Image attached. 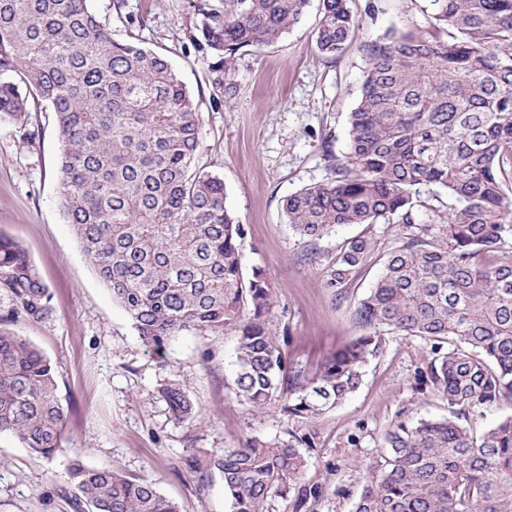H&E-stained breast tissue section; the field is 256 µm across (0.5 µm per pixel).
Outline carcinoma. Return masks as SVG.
<instances>
[{"label": "carcinoma", "mask_w": 512, "mask_h": 512, "mask_svg": "<svg viewBox=\"0 0 512 512\" xmlns=\"http://www.w3.org/2000/svg\"><path fill=\"white\" fill-rule=\"evenodd\" d=\"M89 2L0 0V121L28 141L29 97L54 112L60 208L142 343L163 359L185 330H234L236 395L308 421L356 391L385 335L418 338L427 358L414 389L437 392L450 416L397 421L363 466L353 512H512V415L479 437L464 425L476 407L512 402V0H429L430 31L369 44L346 152L326 149L331 177L284 200L309 242L346 225L398 226L353 311L359 336L313 373L289 366L270 336L272 289L262 271L244 274V227L225 206L224 181L196 167L199 113L185 84L166 58L112 38ZM320 2L316 47L334 58L355 17L348 0ZM308 3L200 4L198 44L223 96L237 93L238 59L288 34ZM423 187L441 189L447 210L422 200ZM375 250L359 236L337 251L325 280L335 297ZM51 301L26 251L0 235V433L45 458L66 418L56 368L12 326L48 319ZM153 396L174 421L194 419L180 381ZM311 450L293 432L194 455L189 466L221 473L231 512H268L275 497L315 512L328 484L303 481ZM69 474L92 512H180L153 482L77 457Z\"/></svg>", "instance_id": "obj_1"}]
</instances>
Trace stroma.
Listing matches in <instances>:
<instances>
[{
    "label": "stroma",
    "instance_id": "35a3bbf8",
    "mask_svg": "<svg viewBox=\"0 0 512 512\" xmlns=\"http://www.w3.org/2000/svg\"><path fill=\"white\" fill-rule=\"evenodd\" d=\"M90 0L92 11L117 40L138 39L167 58L186 84L200 115L197 165L224 181L225 205L242 222L245 271L261 269L272 289L268 328L288 364L315 367L354 340L357 301L372 286L396 233L391 224H355L316 243L317 263L302 259L305 240L283 213L285 199L329 175L324 144L344 153L348 117L356 105L367 58L365 44L391 31L427 29V0H351L356 26L345 50L330 60L315 45L319 0H310L301 24L272 46L237 63L234 97H221L203 50L192 36L197 0ZM34 140L0 123V234L17 240L52 294L46 320L16 330L57 367L66 421L60 448L45 459L0 434V512H77L69 465L81 456L90 468L118 469L155 482L181 512H231L219 473L200 480L187 465L196 454L237 448L246 439L288 440L308 434L313 450L305 481L329 480L317 512H352L363 484L361 467L381 452L398 420L448 414L438 396L414 390V373L427 353L416 338L389 335L365 368L359 388L342 404L308 423L279 407L252 410L232 391V330H189L158 358L141 342L130 318L86 259L58 203L60 143L47 104L30 103ZM377 250L349 287L344 302L326 288L327 263L355 236ZM186 383L196 419L175 422L153 398L160 381Z\"/></svg>",
    "mask_w": 512,
    "mask_h": 512
}]
</instances>
